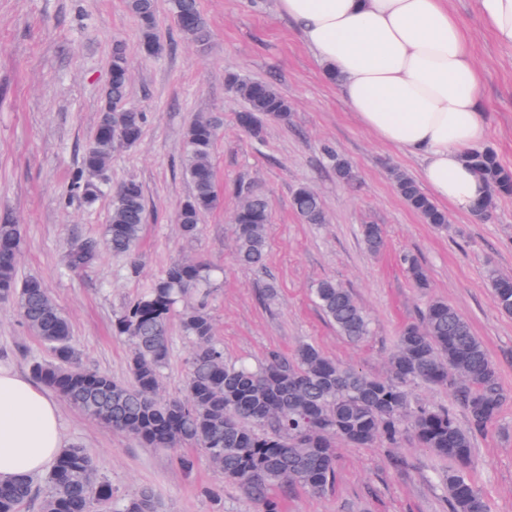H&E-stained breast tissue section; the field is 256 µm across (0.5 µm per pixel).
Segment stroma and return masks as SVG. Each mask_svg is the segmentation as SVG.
<instances>
[{"label":"stroma","instance_id":"35a3bbf8","mask_svg":"<svg viewBox=\"0 0 512 512\" xmlns=\"http://www.w3.org/2000/svg\"><path fill=\"white\" fill-rule=\"evenodd\" d=\"M472 37L482 73L486 145L512 169V48L498 45L482 26L477 0H451ZM165 49L155 58L139 51L140 31L125 0H0V216L19 225L20 277L39 279L70 323L81 362L113 378L128 377L132 342L115 319L173 259L203 261L221 274L207 302L214 338L226 359L256 362L268 351L291 353L303 343L371 375L387 371L400 329L418 319L434 298L461 312L478 336L509 398L497 425L473 440L470 478L488 512H512V315L496 308L488 274L512 275V197L499 200L483 221L449 211L448 225L424 223L397 194L391 169L418 176L420 163L382 144L365 130L336 85L322 75L296 24L275 0H199L210 43L198 51L175 27L168 0H156ZM122 45L131 64L127 103L146 114L138 145L115 150L102 178L107 185L134 180L144 190L147 222L135 257L101 251L88 268L61 274L63 253L76 238L101 237L109 198L86 208L71 184L99 117L108 61ZM274 82L291 104L288 122H266L261 137L239 131L241 99L225 87L228 74ZM218 117L222 135L213 165L221 208L207 213L200 232L184 238L176 222L192 186L183 172L188 126L199 116ZM335 151L352 164L355 185L339 182L326 156ZM320 194L326 223L305 224L291 200L300 185ZM267 194V273L235 260L232 215L239 188ZM364 224L383 225V250L369 254ZM426 269L427 289L408 278L402 258ZM323 279L348 288L371 320V335L352 343L338 336L310 293ZM277 286L267 297V282ZM191 341L178 322L169 329V355L159 396H183ZM51 354L22 324L17 306L0 300V364L29 374ZM65 446L85 449L99 477L121 502L153 489L161 512H262L261 503L225 481L200 449L149 448L72 407L58 403ZM336 483L314 495L277 489L281 512H450L440 476L446 460L404 438L397 448H359L337 442ZM404 464L393 469L391 456ZM195 460L181 467L180 457Z\"/></svg>","mask_w":512,"mask_h":512}]
</instances>
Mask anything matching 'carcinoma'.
I'll return each mask as SVG.
<instances>
[{
	"mask_svg": "<svg viewBox=\"0 0 512 512\" xmlns=\"http://www.w3.org/2000/svg\"><path fill=\"white\" fill-rule=\"evenodd\" d=\"M129 13L140 28V51L147 58L162 54L164 43L157 28L156 0H127ZM168 10L183 38L203 50L209 27L198 0H168ZM110 81L103 95L99 120L82 156L74 186L86 204L106 194L98 176L117 146L134 147L144 133L143 112L126 106L131 80L125 51L112 52ZM227 88L245 103L238 114L239 128L259 137L267 120L288 121L291 106L269 82L238 75ZM218 123L200 116L188 127L183 168L192 193L181 204L177 222L182 235L193 239L201 217L223 204L216 189L212 154ZM336 178L355 180L350 162L331 155ZM467 162L488 187L486 199L474 217L484 220L503 197L512 196V170L487 147L476 149ZM394 187L409 209L427 224L444 228L447 212L407 173H391ZM233 215L237 261L261 272L266 268L267 226L270 209L264 195L248 191ZM295 212L306 224L326 221L318 193L299 186L292 198ZM147 213L144 190L129 180L112 189V210L104 233L106 248L116 255L131 254ZM360 236L371 253L384 245L379 224H363ZM22 246L20 227L0 221V299L16 303L25 327L47 344L52 363H35L32 375L86 416L127 433L149 447L175 448L192 444L224 474L263 501L265 512H279L270 492L281 487L323 493L336 479L335 440L370 446L379 440L399 443L406 433L418 445L455 463L442 483L450 512H487V504L468 476L473 462V438L499 419L508 394L502 389L493 360L467 319L448 302L431 300L420 319L400 331L387 375L370 376L345 367L313 344H302L291 357L271 351L255 366L224 361L215 342L205 299L212 284L208 265L190 259L173 261L163 275L130 302L115 320L121 334L132 338L129 378L84 367L71 343V328L37 278L18 279ZM98 255L93 239L68 249L65 269L90 265ZM418 288L428 286L427 273L418 260L403 258ZM490 286L499 311L512 314V276L492 274ZM195 294L197 305L180 312V325L194 343L187 360V382L181 398H159L160 370L169 351V321L178 304ZM315 301L336 331L352 342L370 333L369 320L350 291L333 280L313 288ZM412 383L446 387L467 418L461 426L449 408L412 405L407 387ZM43 512H158L155 492L141 490L120 507H112V486L96 475L91 456L82 448L67 447L53 461L46 479ZM34 478L0 483V512H19L34 494Z\"/></svg>",
	"mask_w": 512,
	"mask_h": 512,
	"instance_id": "cac0c4a2",
	"label": "carcinoma"
}]
</instances>
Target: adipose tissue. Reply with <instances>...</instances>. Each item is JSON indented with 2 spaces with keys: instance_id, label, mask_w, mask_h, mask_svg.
<instances>
[{
  "instance_id": "ef3b65f1",
  "label": "adipose tissue",
  "mask_w": 512,
  "mask_h": 512,
  "mask_svg": "<svg viewBox=\"0 0 512 512\" xmlns=\"http://www.w3.org/2000/svg\"><path fill=\"white\" fill-rule=\"evenodd\" d=\"M496 42L512 46V0H477ZM323 75L373 136L420 159L433 200L473 213L487 194L468 165L486 126L469 31L450 0H277ZM62 446L59 408L0 367V482L42 471Z\"/></svg>"
}]
</instances>
